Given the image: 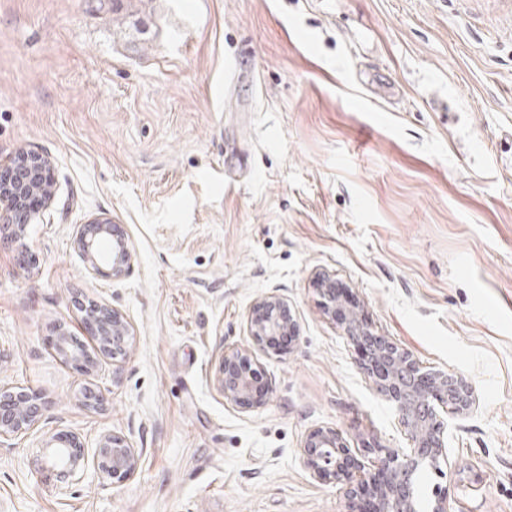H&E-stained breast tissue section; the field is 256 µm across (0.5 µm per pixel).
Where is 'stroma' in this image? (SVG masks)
Wrapping results in <instances>:
<instances>
[{
  "label": "stroma",
  "mask_w": 512,
  "mask_h": 512,
  "mask_svg": "<svg viewBox=\"0 0 512 512\" xmlns=\"http://www.w3.org/2000/svg\"><path fill=\"white\" fill-rule=\"evenodd\" d=\"M21 149L51 160L54 200L0 246V386L47 410L0 442V512H347L343 484L303 468L307 432L338 430L368 472L367 441L410 442L319 272L475 391L444 416L422 501L512 512V0H0V162ZM99 215L134 249L114 278L74 245ZM271 292L299 335L258 354L268 391L242 408L215 370L252 347ZM82 301L131 325L91 373L46 344L62 326L86 340ZM61 432L89 459L122 434L139 469L59 473L42 441Z\"/></svg>",
  "instance_id": "1"
}]
</instances>
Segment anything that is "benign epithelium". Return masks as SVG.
<instances>
[{"label":"benign epithelium","mask_w":512,"mask_h":512,"mask_svg":"<svg viewBox=\"0 0 512 512\" xmlns=\"http://www.w3.org/2000/svg\"><path fill=\"white\" fill-rule=\"evenodd\" d=\"M53 182L51 160L32 151L16 153L7 170L0 172V223L14 227V239L24 240L28 225L44 222L45 212L53 202ZM39 195L43 196L42 207L29 208L28 199ZM118 234L119 226L108 217H97L79 227L75 242L89 274L112 278L129 268L134 260L129 242H124L120 251H102V242ZM318 285L325 298L326 313L360 350V369L377 391L394 403L412 447L401 452L385 451L378 458L374 473L354 484V470L361 468V464L337 430L318 427L306 434L299 448L302 465L316 478L347 482L348 512H358L362 505L366 512H420L415 488L418 472L424 465L448 457L439 410L446 408L456 414L471 410L476 405L474 391L457 375L422 370L408 351L389 337L374 333L354 298L336 294L333 278L322 274L318 276ZM80 324L98 338L105 354L115 359L125 353L130 328L119 310L106 304L94 305L80 318ZM248 327L256 348L262 352L271 350V337L294 338L297 334V323L288 304L276 293L254 304L248 315ZM50 347L67 363L79 365L86 372L95 365L71 343V332L65 327L51 339ZM259 377L253 351H224L216 381L225 400L249 404L254 393L261 390ZM45 410V403L34 393L0 389V438L34 432ZM42 447L52 449V466L70 473L83 469L87 463L83 444L74 435H54L43 440ZM140 460L141 453L115 433L99 438L93 458L99 473L117 481L132 476Z\"/></svg>","instance_id":"obj_1"}]
</instances>
